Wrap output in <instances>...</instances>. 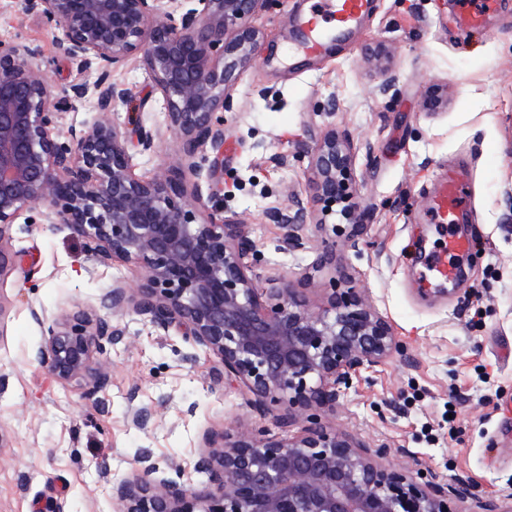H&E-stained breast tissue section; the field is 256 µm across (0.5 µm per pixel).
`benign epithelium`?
<instances>
[{
    "mask_svg": "<svg viewBox=\"0 0 512 512\" xmlns=\"http://www.w3.org/2000/svg\"><path fill=\"white\" fill-rule=\"evenodd\" d=\"M18 0L25 15L63 32L58 50L94 80L55 98L41 52L27 41L0 40V277L12 270L9 229L43 205L52 224H65L87 250L135 262L144 280L137 297L112 285V308L133 310L167 331L173 325L213 354L224 378L240 383L261 414L287 404L306 415L296 435L259 428L248 436L208 431L199 467L213 488L158 480L145 452L137 478L112 488L122 512H460L467 489L433 473L384 463L389 449L371 448L322 423L362 372L399 351L389 321L346 279L323 307L307 301L308 277L256 284L257 244L246 224L208 210L201 180L224 167V113L230 90L259 53L253 16L276 0ZM139 53L161 90L168 128L179 138L178 166L154 178L134 173L127 136L100 118L68 129L59 141L55 114L88 105L104 115L129 95L110 79ZM380 73L376 91L394 86L390 49H365ZM429 112L448 108V89L423 90ZM356 147L331 130L308 153L314 198L345 191ZM288 249H305L308 213L299 200L267 211ZM350 247L367 233L370 211L347 213ZM119 339L79 314L49 329L39 359L60 379L89 372L96 341Z\"/></svg>",
    "mask_w": 512,
    "mask_h": 512,
    "instance_id": "benign-epithelium-1",
    "label": "benign epithelium"
}]
</instances>
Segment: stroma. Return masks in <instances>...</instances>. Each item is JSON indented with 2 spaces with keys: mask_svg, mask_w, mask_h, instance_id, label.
I'll return each mask as SVG.
<instances>
[{
  "mask_svg": "<svg viewBox=\"0 0 512 512\" xmlns=\"http://www.w3.org/2000/svg\"><path fill=\"white\" fill-rule=\"evenodd\" d=\"M302 0H278L252 19L262 35L257 59L242 69L225 113L224 172L210 209L237 215L258 244L261 279L310 275L308 298L320 306L341 275L366 288L392 325L403 352L355 380L324 424L386 445L390 460L461 481L476 498L512 504V462L494 448L512 434V226L504 224L503 190L512 185V0H497L479 34L458 24L459 0H373L372 10L344 42L301 60L288 55L285 34ZM62 32L0 0V39L37 46L54 94L89 75L60 55ZM382 41L393 51L396 84L375 93L378 75L364 47ZM129 88L109 118L127 132L162 131L151 152L132 148L136 175L176 166L178 138L168 130L162 94L141 55L112 72ZM446 85L447 109L422 107L426 83ZM347 134L357 157L348 205L370 207L358 249L347 244L341 205L314 201L307 165H278L276 156L311 148L328 129ZM467 180L464 219L452 232L475 247L459 281L424 295L423 255L443 237L427 220L441 173ZM302 198L309 244L332 243L336 260L310 271V255L289 250L268 208ZM46 207L23 213L11 230L16 268L0 277V512H120L112 486L132 478L138 449L150 450L159 475L199 489L204 432L264 427L278 433L281 408L259 414L244 389L224 379L218 359L178 329L160 331L133 311L113 310V281L137 288L134 263L101 260ZM121 329L103 337L91 372L105 387L87 394L61 381L38 359L48 329L76 312ZM150 412L136 426L131 409Z\"/></svg>",
  "mask_w": 512,
  "mask_h": 512,
  "instance_id": "35a3bbf8",
  "label": "stroma"
}]
</instances>
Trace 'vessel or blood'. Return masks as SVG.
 Returning <instances> with one entry per match:
<instances>
[{
    "label": "vessel or blood",
    "instance_id": "b4317fda",
    "mask_svg": "<svg viewBox=\"0 0 512 512\" xmlns=\"http://www.w3.org/2000/svg\"><path fill=\"white\" fill-rule=\"evenodd\" d=\"M369 10V0H307L290 34L294 54L315 56L326 43L339 41L355 29ZM464 184L455 173L444 175L432 198L429 220L434 224H452L462 209ZM471 240L448 237L442 247L429 255L420 283L431 286L439 281L456 279L458 253L470 251Z\"/></svg>",
    "mask_w": 512,
    "mask_h": 512
}]
</instances>
